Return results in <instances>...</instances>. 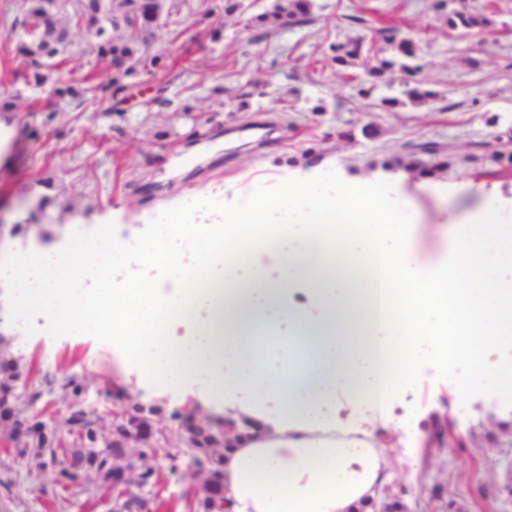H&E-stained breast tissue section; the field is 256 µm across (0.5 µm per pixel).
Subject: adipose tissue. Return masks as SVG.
Segmentation results:
<instances>
[{
  "instance_id": "adipose-tissue-1",
  "label": "adipose tissue",
  "mask_w": 512,
  "mask_h": 512,
  "mask_svg": "<svg viewBox=\"0 0 512 512\" xmlns=\"http://www.w3.org/2000/svg\"><path fill=\"white\" fill-rule=\"evenodd\" d=\"M342 181L333 169L228 186L222 207L159 212L129 242L21 253L0 262L11 304L59 335L115 346L147 400L183 391L249 421L224 452L230 512H369L392 483L376 434L404 390L421 386L429 345L440 371L465 363L456 395L480 383L512 397V235L491 197L455 227L446 259L414 254L419 192ZM192 240L222 286L184 303L171 245ZM308 306L293 303L296 289ZM153 322L164 346L143 344Z\"/></svg>"
}]
</instances>
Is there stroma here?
<instances>
[{"label":"stroma","instance_id":"obj_1","mask_svg":"<svg viewBox=\"0 0 512 512\" xmlns=\"http://www.w3.org/2000/svg\"><path fill=\"white\" fill-rule=\"evenodd\" d=\"M225 14L224 0H164L192 5L200 24L160 26L145 33L150 54L167 64L135 63L129 97L110 104L88 99L65 103L17 78L18 0H0V90L17 93L16 107L0 112L14 126L0 154V259L42 247L66 250L73 225H105L128 236L146 228L155 212L196 194L203 208L220 206L224 186L248 173L313 168L314 157L356 181L409 163L415 144L435 141L449 167L435 173L454 184L447 201L419 199L416 227L421 262L445 255L455 224L483 198L512 202V166L486 159L481 141L512 139V0H499L491 34L459 37L445 18L461 4L484 0H311L309 23L263 36L255 15L275 0H240ZM362 23H353V16ZM397 23L415 45L410 71L393 66L370 98L357 94L367 78L397 52L377 33L383 20ZM220 28L212 39V28ZM363 39L364 49L336 65L330 45ZM95 38L74 30L63 80L89 71L116 78L96 61ZM427 91L410 100L407 86ZM170 104H153L156 92ZM248 94L240 107L239 94ZM397 98L388 107L384 98ZM0 334L32 368V377H76L86 401L118 409L131 386L119 372L110 342L93 336H57L37 315L17 317L0 302ZM396 415L412 431L395 428L405 455L394 463L410 512H512V416L501 418L480 385L454 396L446 377H430L404 394ZM162 482L157 512H183L190 478L170 473L157 458ZM10 512H56L41 492L53 476L34 464L16 465Z\"/></svg>","mask_w":512,"mask_h":512}]
</instances>
